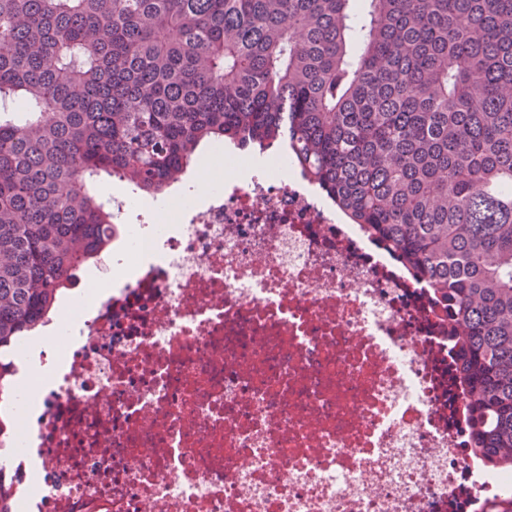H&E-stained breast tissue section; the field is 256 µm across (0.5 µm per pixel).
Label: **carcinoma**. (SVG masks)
Returning <instances> with one entry per match:
<instances>
[{
  "label": "carcinoma",
  "instance_id": "carcinoma-1",
  "mask_svg": "<svg viewBox=\"0 0 512 512\" xmlns=\"http://www.w3.org/2000/svg\"><path fill=\"white\" fill-rule=\"evenodd\" d=\"M291 161L440 294L512 472V0H0L1 355L198 148Z\"/></svg>",
  "mask_w": 512,
  "mask_h": 512
}]
</instances>
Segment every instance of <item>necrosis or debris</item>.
Here are the masks:
<instances>
[{
    "label": "necrosis or debris",
    "mask_w": 512,
    "mask_h": 512,
    "mask_svg": "<svg viewBox=\"0 0 512 512\" xmlns=\"http://www.w3.org/2000/svg\"><path fill=\"white\" fill-rule=\"evenodd\" d=\"M161 224L112 194V289L57 310L63 367L15 416L25 512H492L438 296L280 161Z\"/></svg>",
    "instance_id": "4bbe7bcc"
}]
</instances>
